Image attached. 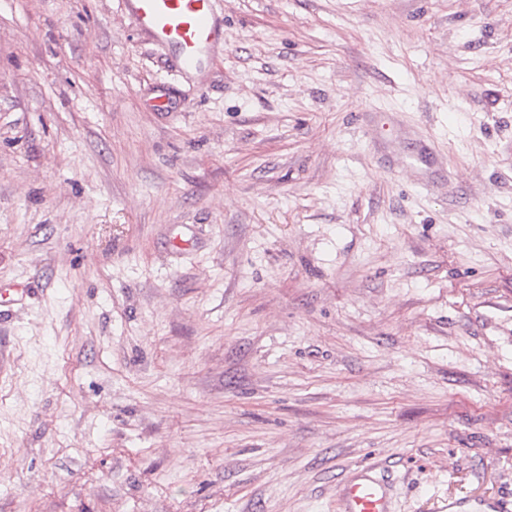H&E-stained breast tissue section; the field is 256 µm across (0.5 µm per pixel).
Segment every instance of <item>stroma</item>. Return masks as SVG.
<instances>
[{
	"label": "stroma",
	"mask_w": 512,
	"mask_h": 512,
	"mask_svg": "<svg viewBox=\"0 0 512 512\" xmlns=\"http://www.w3.org/2000/svg\"><path fill=\"white\" fill-rule=\"evenodd\" d=\"M222 15L0 0V512L512 496V0ZM219 0H125L128 18L159 47L171 50L183 71H196L224 44ZM379 474L374 464L359 465L340 489L341 512H391L390 487Z\"/></svg>",
	"instance_id": "1"
}]
</instances>
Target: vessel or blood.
Masks as SVG:
<instances>
[{"mask_svg":"<svg viewBox=\"0 0 512 512\" xmlns=\"http://www.w3.org/2000/svg\"><path fill=\"white\" fill-rule=\"evenodd\" d=\"M219 0H125L128 18L157 46L171 50L184 71L204 65L224 42ZM341 512H391L387 481L377 466H358L343 482Z\"/></svg>","mask_w":512,"mask_h":512,"instance_id":"b4317fda","label":"vessel or blood"}]
</instances>
